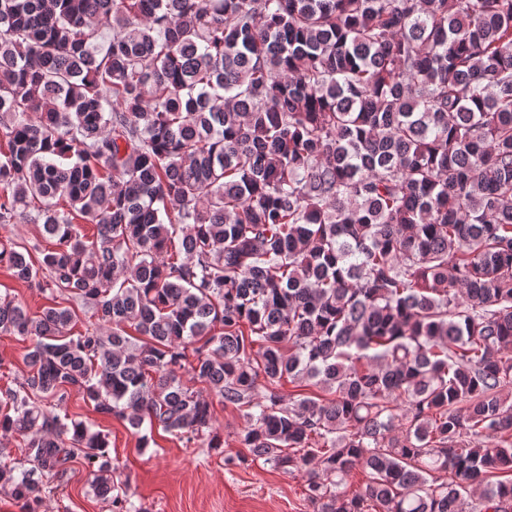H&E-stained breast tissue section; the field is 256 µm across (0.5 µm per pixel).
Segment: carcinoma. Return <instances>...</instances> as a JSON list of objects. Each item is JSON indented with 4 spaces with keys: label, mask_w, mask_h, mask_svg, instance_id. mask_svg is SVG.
Here are the masks:
<instances>
[{
    "label": "carcinoma",
    "mask_w": 512,
    "mask_h": 512,
    "mask_svg": "<svg viewBox=\"0 0 512 512\" xmlns=\"http://www.w3.org/2000/svg\"><path fill=\"white\" fill-rule=\"evenodd\" d=\"M0 230L95 318L0 296L20 512L76 459L145 512L72 392L216 450L213 395L316 512H512V0H0ZM29 344L19 336L0 334V387L5 388L21 378L26 369L23 357Z\"/></svg>",
    "instance_id": "cac0c4a2"
}]
</instances>
